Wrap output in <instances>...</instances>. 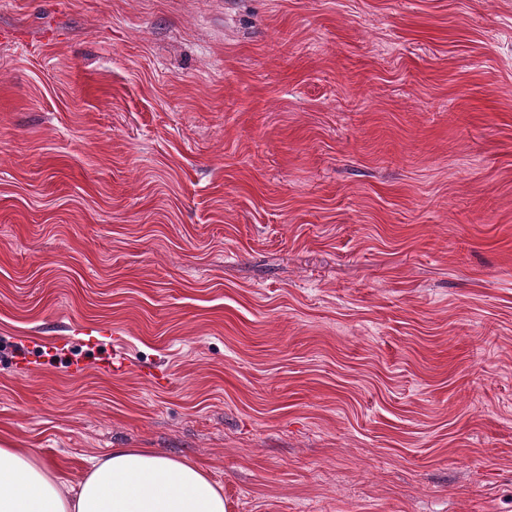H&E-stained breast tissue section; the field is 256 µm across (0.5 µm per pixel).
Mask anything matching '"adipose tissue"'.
Here are the masks:
<instances>
[{"mask_svg": "<svg viewBox=\"0 0 512 512\" xmlns=\"http://www.w3.org/2000/svg\"><path fill=\"white\" fill-rule=\"evenodd\" d=\"M0 512H226L224 494L200 467L149 448H115L76 493L32 448L0 447Z\"/></svg>", "mask_w": 512, "mask_h": 512, "instance_id": "obj_1", "label": "adipose tissue"}]
</instances>
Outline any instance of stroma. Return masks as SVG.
I'll return each mask as SVG.
<instances>
[{
    "label": "stroma",
    "instance_id": "obj_1",
    "mask_svg": "<svg viewBox=\"0 0 512 512\" xmlns=\"http://www.w3.org/2000/svg\"><path fill=\"white\" fill-rule=\"evenodd\" d=\"M0 336L66 490L512 512V0H0Z\"/></svg>",
    "mask_w": 512,
    "mask_h": 512
}]
</instances>
